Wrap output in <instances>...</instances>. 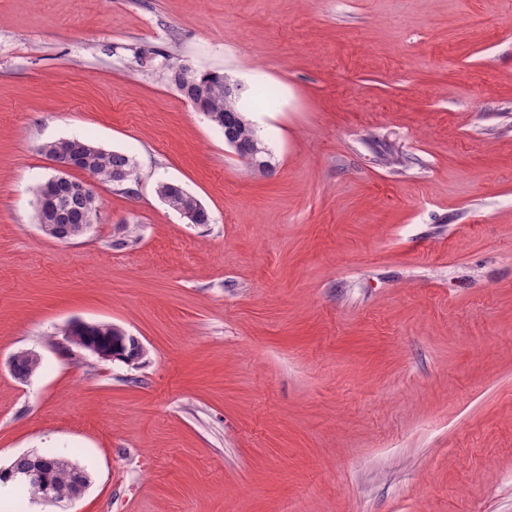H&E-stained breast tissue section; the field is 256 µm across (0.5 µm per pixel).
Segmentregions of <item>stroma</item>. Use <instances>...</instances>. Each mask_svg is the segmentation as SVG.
<instances>
[{
    "instance_id": "obj_1",
    "label": "stroma",
    "mask_w": 512,
    "mask_h": 512,
    "mask_svg": "<svg viewBox=\"0 0 512 512\" xmlns=\"http://www.w3.org/2000/svg\"><path fill=\"white\" fill-rule=\"evenodd\" d=\"M172 60L275 89L272 170ZM71 137L138 178L60 241L32 188ZM33 452L86 491L0 512H512V0H0V467ZM166 198L170 208L180 214L189 213L194 215V221L204 224L208 219L206 211L201 208L200 202L184 190L172 187L169 183L159 185L158 192ZM78 336L81 343L100 349L108 354L115 356L114 360L125 363H135L141 359L145 353L141 343L129 336L123 329L112 327L107 323H97L90 326H70L65 331L66 339L69 343L80 347L78 340H69L68 336ZM13 358L12 374L22 381L28 380L41 366V358L31 351H19Z\"/></svg>"
}]
</instances>
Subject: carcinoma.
Masks as SVG:
<instances>
[{
	"label": "carcinoma",
	"instance_id": "obj_1",
	"mask_svg": "<svg viewBox=\"0 0 512 512\" xmlns=\"http://www.w3.org/2000/svg\"><path fill=\"white\" fill-rule=\"evenodd\" d=\"M171 79L179 91L189 92L187 99H192L190 93L200 84L207 82L213 88V93L201 99V109L205 117L217 128L224 132V139H230L237 145L249 151L254 157L253 167L257 170H268L272 167L271 154L258 139L250 120L238 106L240 87H235L230 93L224 92V75L205 74L189 71L185 65L173 61L169 64ZM54 151L65 153L77 158V169L86 173L90 178L116 183L120 180H134L135 165L131 156L103 150L88 140L69 138L59 139L54 144ZM82 183L80 179L70 182H52L47 180L38 184L34 189L36 199H47L56 204L55 210L49 216L54 223L57 237L69 235L76 237L75 230L82 224L87 215L97 216L101 201L95 192L81 193L76 186ZM159 191L166 198V203L173 210L184 214L194 215V221L205 223L208 220L206 211L200 202L191 194L177 189L168 183L159 185ZM65 334L75 336L71 344H84L100 349L115 356V359L134 363L144 355V348L134 337L123 329L107 323H97L90 326L69 327ZM12 374L15 378L25 381L41 366V358L31 351H19L13 355ZM41 466L45 469L48 480L42 484L27 487V493L33 498H44L46 494L53 495V500L63 501V495L73 486L88 479V473L69 459L54 454H29L16 459L8 467V471L0 474L4 479L9 474L20 475L22 472Z\"/></svg>",
	"mask_w": 512,
	"mask_h": 512
}]
</instances>
